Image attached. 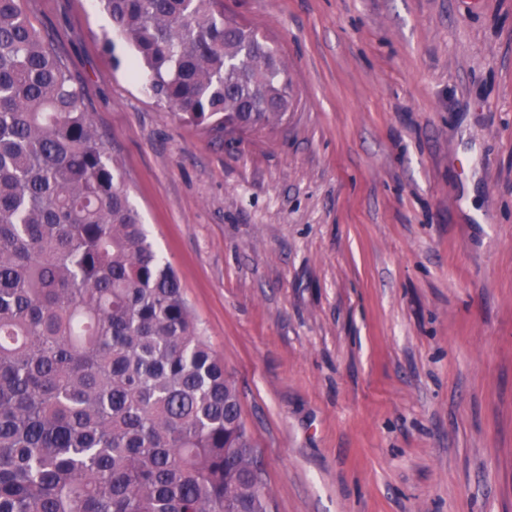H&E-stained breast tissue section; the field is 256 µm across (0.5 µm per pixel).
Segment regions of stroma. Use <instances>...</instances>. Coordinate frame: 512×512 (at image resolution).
<instances>
[{
  "label": "stroma",
  "mask_w": 512,
  "mask_h": 512,
  "mask_svg": "<svg viewBox=\"0 0 512 512\" xmlns=\"http://www.w3.org/2000/svg\"><path fill=\"white\" fill-rule=\"evenodd\" d=\"M292 105L226 139L99 0H23L240 394L274 512H512V0H224Z\"/></svg>",
  "instance_id": "1"
}]
</instances>
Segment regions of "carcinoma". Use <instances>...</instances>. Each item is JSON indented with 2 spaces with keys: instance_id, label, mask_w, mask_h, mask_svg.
Returning a JSON list of instances; mask_svg holds the SVG:
<instances>
[{
  "instance_id": "carcinoma-1",
  "label": "carcinoma",
  "mask_w": 512,
  "mask_h": 512,
  "mask_svg": "<svg viewBox=\"0 0 512 512\" xmlns=\"http://www.w3.org/2000/svg\"><path fill=\"white\" fill-rule=\"evenodd\" d=\"M174 115L279 123L278 50L224 0H100ZM0 512H272L224 361L66 60L0 0Z\"/></svg>"
}]
</instances>
